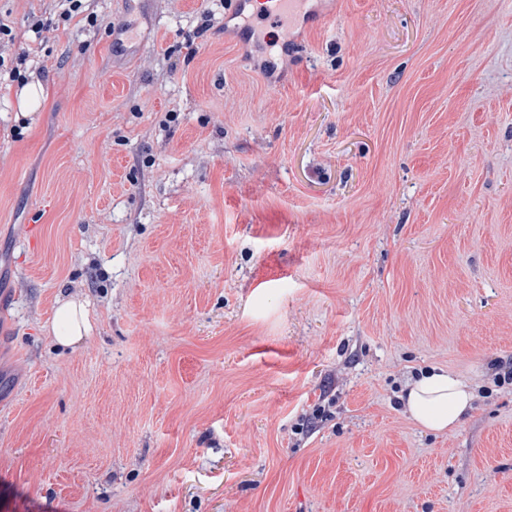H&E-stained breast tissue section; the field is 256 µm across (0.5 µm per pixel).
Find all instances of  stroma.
<instances>
[{"instance_id":"1","label":"stroma","mask_w":512,"mask_h":512,"mask_svg":"<svg viewBox=\"0 0 512 512\" xmlns=\"http://www.w3.org/2000/svg\"><path fill=\"white\" fill-rule=\"evenodd\" d=\"M322 8L0 0V512H512V0ZM57 2L53 6V9H58V17L63 23L70 22L74 17L82 15L81 20H85V23L89 27H94L98 24V16L94 12H88V8L83 2L85 0H52ZM84 12H88L84 14ZM309 2L317 0H233L228 16L237 19V34L242 41L250 42L256 20L288 17L294 27L309 26L319 18V13ZM269 3V4H268ZM30 61V53L22 51L17 53L11 60L10 64L5 65V59L0 57V76H2V70L8 73L11 81H16L21 87L28 83V77L26 76V70L28 69V62ZM5 67V69H3ZM88 330V314L82 304L63 301L58 305L50 324V331L58 346L76 345ZM474 393L451 370L434 368L421 372L408 385L406 407L411 417L433 431L453 430L472 409Z\"/></svg>"}]
</instances>
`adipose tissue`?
<instances>
[{
  "instance_id": "adipose-tissue-1",
  "label": "adipose tissue",
  "mask_w": 512,
  "mask_h": 512,
  "mask_svg": "<svg viewBox=\"0 0 512 512\" xmlns=\"http://www.w3.org/2000/svg\"><path fill=\"white\" fill-rule=\"evenodd\" d=\"M89 330L88 314L83 305L61 302L50 324L58 346L71 347ZM474 400L470 386L451 370L434 368L421 372L406 391V407L411 417L433 431L454 429L467 414Z\"/></svg>"
}]
</instances>
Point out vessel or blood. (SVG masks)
Wrapping results in <instances>:
<instances>
[{
    "label": "vessel or blood",
    "instance_id": "obj_1",
    "mask_svg": "<svg viewBox=\"0 0 512 512\" xmlns=\"http://www.w3.org/2000/svg\"><path fill=\"white\" fill-rule=\"evenodd\" d=\"M228 15L237 21L239 39L247 42L253 38L255 21L285 17L294 25L308 26L319 18L310 0H233Z\"/></svg>",
    "mask_w": 512,
    "mask_h": 512
}]
</instances>
